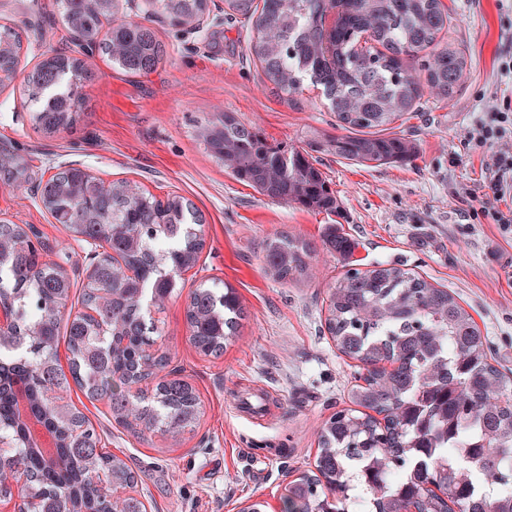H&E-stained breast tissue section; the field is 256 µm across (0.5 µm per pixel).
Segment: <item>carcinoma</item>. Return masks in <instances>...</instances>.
I'll list each match as a JSON object with an SVG mask.
<instances>
[{"label": "carcinoma", "instance_id": "carcinoma-1", "mask_svg": "<svg viewBox=\"0 0 512 512\" xmlns=\"http://www.w3.org/2000/svg\"><path fill=\"white\" fill-rule=\"evenodd\" d=\"M119 0L106 11L89 0H59L71 27L124 72L144 76L166 56L155 31L141 21L113 18ZM166 14L198 21L207 0H160ZM336 10L333 28L325 17ZM224 15L252 23L249 52L273 88L299 92L304 81L322 95L346 133L321 147L340 159L366 166L401 164L415 156L412 141L388 133V126L412 112L424 95L444 101L453 96L468 68L461 48L443 44L440 33L450 14L441 0H224ZM368 38L382 46L363 47ZM18 58L19 33L0 26V45ZM419 66L414 74L409 64ZM61 73L70 88L82 78L79 60L47 59L28 74L25 95L34 121L48 133L73 125L75 93L51 106L42 93ZM210 151L232 176L271 199L311 211H333L336 195L309 154L273 145L232 112L205 128ZM44 206L82 240L99 241L94 282L82 303L98 311L91 322L82 314L61 323L53 305L68 299L74 284L56 264L28 245L18 224H0V239L12 243L0 258L9 279L0 280V307L14 316L0 347L20 342L32 355L0 362V438L14 445L18 463L33 479L46 512H65L75 499L93 509L104 505L114 484L134 483L132 472L113 469V455L101 448L89 420L73 405L59 416L49 397L76 384L92 400L105 399L112 418L140 436L158 426L185 429L197 418V396L182 379L158 376L170 356L153 323L142 314L143 295L159 304L176 286L175 276L193 267L201 249L203 220L179 195L162 200L126 181L107 190L79 167L66 168L46 184ZM176 236L173 250L160 248ZM329 249L349 258L356 243L331 227ZM311 244L294 236L267 243L265 269L275 280L310 276ZM242 316L235 288L218 293L202 286L192 293L186 317L190 341L201 354L220 350ZM326 325L346 356L363 364L362 383L349 401L383 415L378 420L342 409L323 425L316 460L318 474L288 483L285 512H349L355 499L354 473L344 462H367L360 474L371 512H403L415 500L422 512H512V380L488 361L485 336L471 314L443 288L395 266L354 268L329 291ZM41 335L32 339L28 332ZM70 352L69 372L58 364L59 340ZM158 377L152 391L131 393L127 385ZM53 438L50 453L35 444L29 421ZM468 448L479 478L493 488L473 494L472 471L455 467L444 447ZM448 483L449 500L430 485Z\"/></svg>", "mask_w": 512, "mask_h": 512}]
</instances>
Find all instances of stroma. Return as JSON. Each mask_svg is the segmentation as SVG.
Instances as JSON below:
<instances>
[{
    "mask_svg": "<svg viewBox=\"0 0 512 512\" xmlns=\"http://www.w3.org/2000/svg\"><path fill=\"white\" fill-rule=\"evenodd\" d=\"M442 2L453 21L441 39L468 55L463 82L451 99L424 97L419 111L393 124L415 143L412 161L366 167L316 149L340 133L320 88L303 84L293 102L278 94L249 57L251 24L227 18L224 0H209L197 28L155 11L149 24L167 54L143 77L85 55L55 0H0V25L21 32L24 45L15 78L0 84V223L34 232L44 260L63 267L75 283L67 308L82 309L93 248L42 203L60 170L81 167L160 198L180 195L203 217L196 264L162 306L147 308L172 367L198 397L194 427L140 439L113 421L107 401L76 389L67 395L102 447L133 472L151 512H242L256 501L263 512H281L288 482L313 471L320 430L349 407L362 371L325 326L327 291L348 263L396 265L448 289L486 337L492 364L512 377V233L496 220L512 212V195L484 196L492 153L469 143L476 122L512 99V80L497 71L498 58L512 55V0ZM57 54L84 63L80 118L48 134L34 126L23 84ZM227 112L269 143L313 152L336 211H307L234 179L202 138ZM332 225L356 241L351 261L325 248ZM281 235L315 245L311 277L283 284L267 274L265 244ZM202 283L218 292L232 285L244 308L235 338L211 356L193 347L186 321L188 297Z\"/></svg>",
    "mask_w": 512,
    "mask_h": 512,
    "instance_id": "35a3bbf8",
    "label": "stroma"
}]
</instances>
